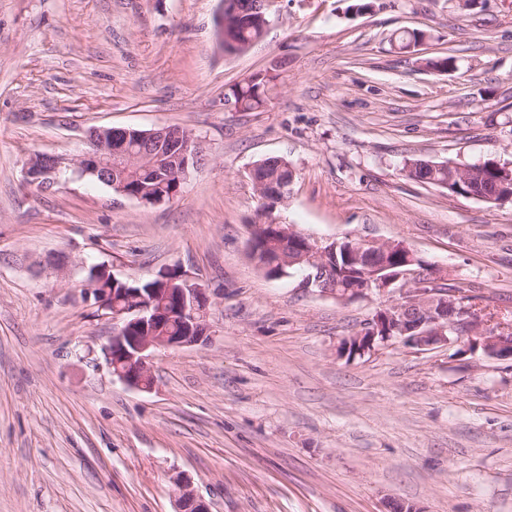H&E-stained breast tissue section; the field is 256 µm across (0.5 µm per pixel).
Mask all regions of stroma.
<instances>
[{
  "label": "stroma",
  "instance_id": "35a3bbf8",
  "mask_svg": "<svg viewBox=\"0 0 512 512\" xmlns=\"http://www.w3.org/2000/svg\"><path fill=\"white\" fill-rule=\"evenodd\" d=\"M270 0L265 38L218 36L221 0H0V512H512V360L397 344L338 355L390 292L343 303L247 253L256 161L295 177L273 218L318 241L396 240L512 324V205L449 195L405 161L512 162V0ZM405 30L427 35L400 48ZM453 56L445 72L426 57ZM265 69L261 112L224 102ZM179 126L202 160L145 205L29 157L89 127ZM180 269L201 342L153 351L150 389L112 376L113 331L77 268ZM46 158H53L58 161L61 160L60 156H54L49 154H37L27 162L25 167V176L32 183H48L49 180H54L56 178L57 170L59 165L54 166L53 168H46L47 160ZM174 481L180 491L175 512H209L205 503L198 499L190 489L187 481L180 476H177Z\"/></svg>",
  "mask_w": 512,
  "mask_h": 512
}]
</instances>
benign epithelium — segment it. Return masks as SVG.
Listing matches in <instances>:
<instances>
[{"label":"benign epithelium","mask_w":512,"mask_h":512,"mask_svg":"<svg viewBox=\"0 0 512 512\" xmlns=\"http://www.w3.org/2000/svg\"><path fill=\"white\" fill-rule=\"evenodd\" d=\"M266 6L267 0H259L249 13L226 0L218 22L224 47L245 51L261 40L270 25ZM248 22L260 25V34L254 41L241 44L235 40V33ZM131 140L167 144L177 161L172 177L180 183L201 157L198 140L179 126L148 131L125 129L116 140L112 129L93 128L85 134L87 148L70 164L77 175L85 177L97 176L112 167L114 155L129 165L147 162L149 155L145 151L127 149ZM47 158L46 154L32 157L25 167L26 178L33 183L55 179L58 167H47ZM253 186L267 205L265 216L252 225L248 242L250 255L261 269L277 277L286 275V268L299 264L306 272L304 287L342 302L364 298L374 290L398 294L397 299L377 310L365 328L352 336L362 346L361 354L374 353L397 342L416 347L464 343L471 350L482 349L489 358L512 359V336L484 322L468 304L470 298L464 292L447 291L445 275L433 272L431 287H415L421 273L419 259L403 243L348 237L319 242L269 217L271 202L284 199L290 182L278 179L275 174ZM267 249L278 254L271 264L260 260ZM82 287L84 293L94 295L104 315L115 324L113 336L104 348L106 363L113 375L132 387H151L150 350L195 345L205 335L207 298L198 284L184 280L175 288H149L144 292L134 288H97L85 280ZM166 319L177 321L180 332L159 333L156 323ZM175 484L180 491L176 512H208L187 481L178 476Z\"/></svg>","instance_id":"7a95c632"}]
</instances>
